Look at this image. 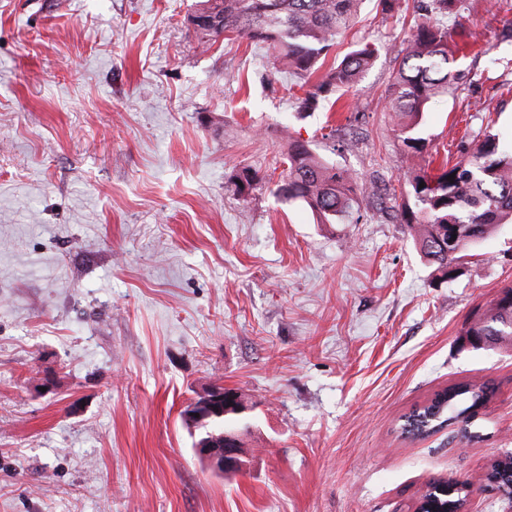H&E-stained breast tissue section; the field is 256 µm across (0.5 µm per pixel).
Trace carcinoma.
<instances>
[{
  "label": "carcinoma",
  "instance_id": "obj_1",
  "mask_svg": "<svg viewBox=\"0 0 512 512\" xmlns=\"http://www.w3.org/2000/svg\"><path fill=\"white\" fill-rule=\"evenodd\" d=\"M360 0H196L186 22L199 15L203 25L191 27L197 44L214 45L221 37L235 36L268 45L277 64L288 70L303 90L294 96L296 112L305 117L324 104L337 102L358 84L373 64L377 48L372 44L351 49L342 59L325 69L331 48L353 23ZM466 0H418V15L410 38L395 57L397 67L391 84L382 97L383 109L391 118L411 166L419 172L409 180V197L394 214L406 225L420 256L435 266L443 279H451L456 264L501 224H512V148L504 147L498 135L481 131L473 137L474 147L464 159L443 161L430 174L418 162L425 160L426 138L422 119L430 103L448 93L455 75L448 54V28L440 19L459 17ZM316 82H311L313 76ZM284 164L286 173L275 185L274 193L288 201L306 204L321 224H349L360 210L354 197L355 177L321 157L309 143L288 138ZM454 176V181L447 180ZM240 196L249 194L261 181L258 172L236 169L233 175ZM455 224L460 235L439 247L440 226ZM506 297L494 298L489 308L475 316L463 331L477 336L480 343L493 347L512 343V286L504 288ZM494 388L484 383L452 384L434 394L408 417L411 432L423 435L443 426L457 425L463 436H476L481 411L492 399ZM466 480L455 483L456 490L440 497L448 512H457L468 493Z\"/></svg>",
  "mask_w": 512,
  "mask_h": 512
}]
</instances>
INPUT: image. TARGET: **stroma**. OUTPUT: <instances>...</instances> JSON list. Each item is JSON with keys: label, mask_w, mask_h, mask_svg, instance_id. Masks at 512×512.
Instances as JSON below:
<instances>
[{"label": "stroma", "mask_w": 512, "mask_h": 512, "mask_svg": "<svg viewBox=\"0 0 512 512\" xmlns=\"http://www.w3.org/2000/svg\"><path fill=\"white\" fill-rule=\"evenodd\" d=\"M195 0H0V512H413L435 478L466 512L512 453V349L463 328L512 285V224L449 281L378 211L408 163L387 113L404 9L363 0L377 48L354 112L299 117L266 46L198 48ZM457 90L423 115L434 164L489 115L512 141V0L453 22ZM357 177L361 218L277 197L289 138ZM262 183L241 197L236 168ZM494 385L478 439L401 426L443 388ZM221 384L254 402L249 466L213 474L181 411Z\"/></svg>", "instance_id": "35a3bbf8"}]
</instances>
